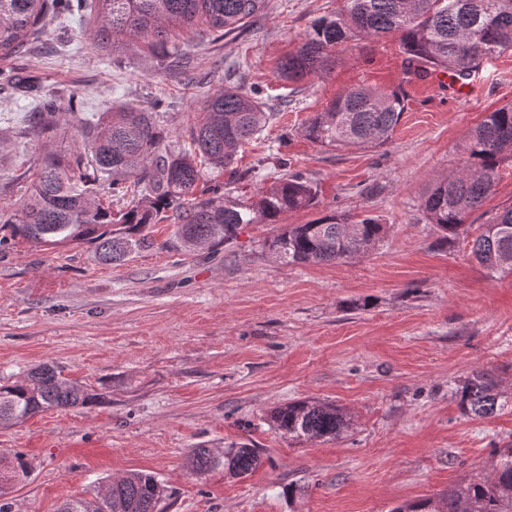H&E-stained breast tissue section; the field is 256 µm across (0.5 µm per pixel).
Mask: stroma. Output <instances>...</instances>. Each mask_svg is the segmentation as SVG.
<instances>
[{
  "label": "stroma",
  "mask_w": 512,
  "mask_h": 512,
  "mask_svg": "<svg viewBox=\"0 0 512 512\" xmlns=\"http://www.w3.org/2000/svg\"><path fill=\"white\" fill-rule=\"evenodd\" d=\"M342 4L267 0L238 37L188 29L165 47L140 40L116 54L95 47L90 14L51 12L26 53L0 59V131L11 135L0 166L22 172L44 150L21 132L34 100L7 75L33 77L76 125L125 105L158 107L172 148L209 95L234 85L258 92L273 117L240 149L233 195L301 172L317 204L282 223L338 211L387 226L371 252L338 263L268 257L272 224L244 225L215 255L168 249L170 219L150 225L151 245L120 264L97 263L83 246L0 250V382L48 363L106 390L95 405L0 428V455L30 465L9 484L10 512H56L131 471L162 483L159 512H393L488 476L496 449L512 446V272L489 275L471 253L487 218L512 205V162L455 240L420 208L431 181L458 166L469 132L512 103V50L489 59L465 96L434 75L404 74L396 34L336 47L325 73L283 80L281 60ZM358 85L403 89L388 143L306 139L308 118ZM475 371L505 402L492 417L459 404ZM301 400L336 405L349 427L333 439H289L269 415ZM201 444H245L262 462L242 477L197 475L189 451Z\"/></svg>",
  "instance_id": "35a3bbf8"
}]
</instances>
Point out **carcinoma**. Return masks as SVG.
Listing matches in <instances>:
<instances>
[{"label":"carcinoma","mask_w":512,"mask_h":512,"mask_svg":"<svg viewBox=\"0 0 512 512\" xmlns=\"http://www.w3.org/2000/svg\"><path fill=\"white\" fill-rule=\"evenodd\" d=\"M100 49L117 51L140 39L163 45L179 29L199 27L224 38L239 33L265 8L266 0H93ZM334 18L316 20L300 46L280 62L282 77L295 81L324 72L339 45L401 33L405 72L447 73L466 81L496 54L512 50V0H344ZM85 0H0V59H8L40 33L47 13L74 14ZM28 115L25 131L71 144L48 153L14 175L0 169V185L21 179L27 188L8 207L0 204V224L10 241L67 247L87 245L102 264H118L149 240L144 234L162 212L173 209L176 229L165 246L215 249L236 239L243 224H277L282 214L316 204L317 188L300 172L277 181L255 200L223 190L197 194L204 172L230 168L238 149L265 127L271 113L256 92L236 86L208 98L187 132L188 147L170 150L157 113L123 106L106 112L78 134L56 100L46 95ZM405 110L404 95L393 90L353 87L303 128L306 139L322 146L378 148L388 142ZM457 170L430 184L420 208L448 241L465 231L467 219L494 192L502 162L512 159V104L488 113L465 140ZM126 212L112 217V199ZM385 235V225L369 214L351 220L332 213L308 224H289L267 237L262 247L286 264L341 262L362 256ZM473 253L488 272L512 270V206L492 214L474 239ZM463 409L489 417L501 409L500 395L481 372L459 390ZM104 393L67 381L42 365L26 378L0 384V427L22 424L53 409L86 407ZM272 427L293 440L337 437L346 426L333 404L299 401L270 415ZM261 462L257 448H230L220 457L214 448L191 451L193 472L218 468L244 476ZM164 487L155 475L130 472L106 484L90 498L63 501L58 512H157ZM394 512H512V447L498 451L491 477L448 490L439 500L402 505Z\"/></svg>","instance_id":"cac0c4a2"}]
</instances>
